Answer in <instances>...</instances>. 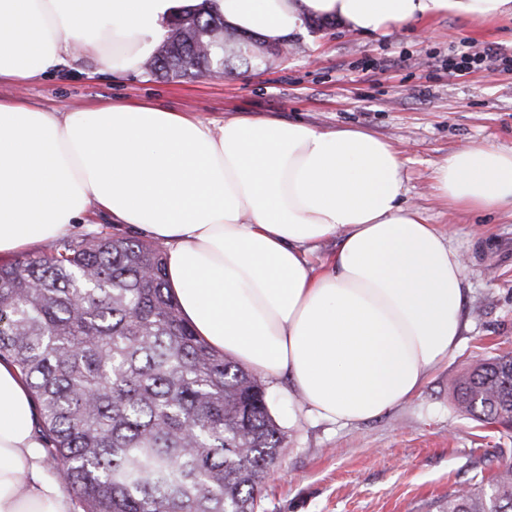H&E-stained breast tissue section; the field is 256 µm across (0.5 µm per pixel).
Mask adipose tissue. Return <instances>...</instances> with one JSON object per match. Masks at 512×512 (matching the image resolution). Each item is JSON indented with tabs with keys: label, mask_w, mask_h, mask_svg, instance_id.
<instances>
[{
	"label": "adipose tissue",
	"mask_w": 512,
	"mask_h": 512,
	"mask_svg": "<svg viewBox=\"0 0 512 512\" xmlns=\"http://www.w3.org/2000/svg\"><path fill=\"white\" fill-rule=\"evenodd\" d=\"M200 0H0V79L23 83L78 48L141 72L167 23ZM229 33L279 45L317 18L370 35L458 16L487 25L512 0H210ZM405 161L361 128L276 117L205 121L151 103L49 112L0 100V256L105 213L168 245V283L208 345L301 411L355 426L412 398L466 328L467 267L404 199ZM433 188L465 212H512V151L442 157ZM337 248L314 259L318 245ZM29 389L0 362V512H73L44 475Z\"/></svg>",
	"instance_id": "adipose-tissue-1"
}]
</instances>
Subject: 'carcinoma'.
<instances>
[{"mask_svg":"<svg viewBox=\"0 0 512 512\" xmlns=\"http://www.w3.org/2000/svg\"><path fill=\"white\" fill-rule=\"evenodd\" d=\"M151 57L159 77H205L215 36L224 72L252 44L200 5ZM31 391L45 458L83 512H255L285 434L261 376L200 340L169 291L166 254L146 239L69 237L0 266V361ZM471 419L512 428V356L448 383ZM438 512H512V466L475 473Z\"/></svg>","mask_w":512,"mask_h":512,"instance_id":"carcinoma-1","label":"carcinoma"}]
</instances>
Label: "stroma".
Instances as JSON below:
<instances>
[{
    "instance_id": "35a3bbf8",
    "label": "stroma",
    "mask_w": 512,
    "mask_h": 512,
    "mask_svg": "<svg viewBox=\"0 0 512 512\" xmlns=\"http://www.w3.org/2000/svg\"><path fill=\"white\" fill-rule=\"evenodd\" d=\"M286 60L265 50L254 70L224 78L113 77L103 63L71 59L62 75L0 81V99L51 112L115 101L149 102L207 120L276 116L322 128L358 127L388 140L405 161V198L440 228L468 263L467 329L448 362L432 368L408 401L368 422L337 427L300 413L288 381L267 380L270 412L287 450L268 475L258 512H436L476 471L512 464V430L456 409L448 381L477 362L512 354V214H464L436 197L432 176L449 152L480 142L512 149V20L478 27L458 17L361 36L314 20ZM493 48L499 61L458 75L449 54Z\"/></svg>"
}]
</instances>
